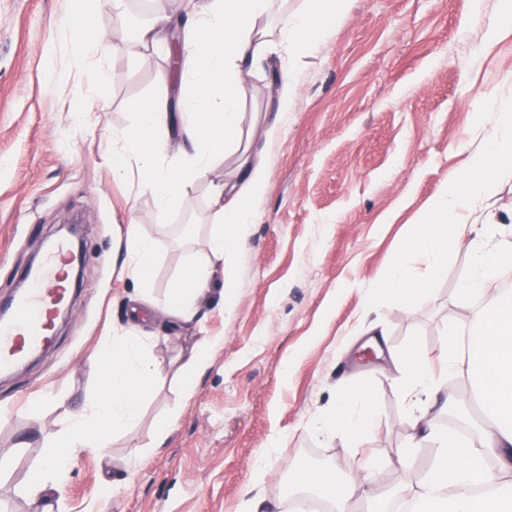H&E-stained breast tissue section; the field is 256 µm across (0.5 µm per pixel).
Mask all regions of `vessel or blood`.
I'll list each match as a JSON object with an SVG mask.
<instances>
[{
  "instance_id": "obj_1",
  "label": "vessel or blood",
  "mask_w": 512,
  "mask_h": 512,
  "mask_svg": "<svg viewBox=\"0 0 512 512\" xmlns=\"http://www.w3.org/2000/svg\"><path fill=\"white\" fill-rule=\"evenodd\" d=\"M68 246L59 241L51 245L41 263L26 275L25 294L0 313V374H10L29 356L46 347L52 336L54 310L65 298L59 283L60 261Z\"/></svg>"
}]
</instances>
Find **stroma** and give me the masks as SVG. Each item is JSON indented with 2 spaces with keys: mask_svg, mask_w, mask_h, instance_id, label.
<instances>
[{
  "mask_svg": "<svg viewBox=\"0 0 512 512\" xmlns=\"http://www.w3.org/2000/svg\"><path fill=\"white\" fill-rule=\"evenodd\" d=\"M77 7L0 0V300L68 218L81 220L84 246L83 287L54 345L0 377V512H240L257 479L268 504L293 512L294 463L351 479L363 455L377 460L381 489L418 487L439 448L409 447L416 413L390 358L437 357L469 317L470 249L450 248L410 307L377 282L391 258L421 267L406 250L417 219L468 168L472 137L512 113V35L487 40L474 0H348L317 54L292 67L280 49L247 77L240 148L163 212L138 178H113L112 149L136 133L140 106L181 96V72L173 54L133 43L132 0L119 14L104 0L95 29L107 50L99 66L84 64L63 29ZM288 73L297 94L279 117ZM245 148L268 167L255 221L196 320L174 328L162 309L207 256L212 189L238 180ZM129 224L157 243L144 284L121 274ZM143 291L151 304L136 318ZM127 332L155 337L148 354L166 383L110 447L77 454L58 488L27 497L62 408H82L100 382L91 358ZM212 337L211 363L183 399L186 355ZM361 386L373 393L371 431L358 443L331 436L344 394ZM33 399L43 402L35 414L24 408ZM171 413L173 430L160 434Z\"/></svg>",
  "mask_w": 512,
  "mask_h": 512,
  "instance_id": "35a3bbf8",
  "label": "stroma"
}]
</instances>
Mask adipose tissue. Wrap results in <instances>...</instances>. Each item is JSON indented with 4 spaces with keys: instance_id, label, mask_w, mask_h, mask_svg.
<instances>
[{
    "instance_id": "adipose-tissue-1",
    "label": "adipose tissue",
    "mask_w": 512,
    "mask_h": 512,
    "mask_svg": "<svg viewBox=\"0 0 512 512\" xmlns=\"http://www.w3.org/2000/svg\"><path fill=\"white\" fill-rule=\"evenodd\" d=\"M277 0H202L200 13L184 25L181 69L189 85L180 99L184 147L181 164L165 165L160 149L145 150L144 141L157 140L169 124L166 99L141 108L139 133L126 138L112 155L114 177L124 178L137 168L160 210H167L224 160L216 139L237 145L240 91L253 65L271 47L288 52L296 61L317 50L328 17L341 13L346 0H306L305 7L276 14ZM241 182L217 188L213 197L210 254L189 266L174 285L167 304L177 322L191 321L198 302L226 253L244 240V226L253 218L252 202L264 188L267 166L249 155L239 165ZM512 177V113L504 112L498 124L481 137L465 174L446 184L431 202L409 240V251L424 258L425 269L408 270L403 261L390 259L382 279L391 302L408 304L426 294L427 284L448 247L471 241V270L461 291L475 299L490 291L499 271L512 266V249L493 245L507 232L489 206L501 180ZM439 363L470 378L476 388L484 418L478 434L460 442L453 431L435 427L424 419L412 444L433 439L440 452L418 489H394L408 499L412 512H512V298L471 311L470 321L449 340ZM435 362V363H438ZM405 375V391L420 402L435 386L434 362L416 351L395 357ZM102 384L83 409L64 410L58 429L48 441L49 463L30 473L27 489L38 496L66 476L75 453H95L109 447L118 432L132 427L150 387L164 375L147 356L139 336H116L93 362ZM344 405L332 426L334 433L359 438L372 423L373 401L363 387L343 398ZM292 487L309 498L330 502L331 512H354L349 483L310 469L291 472Z\"/></svg>"
}]
</instances>
